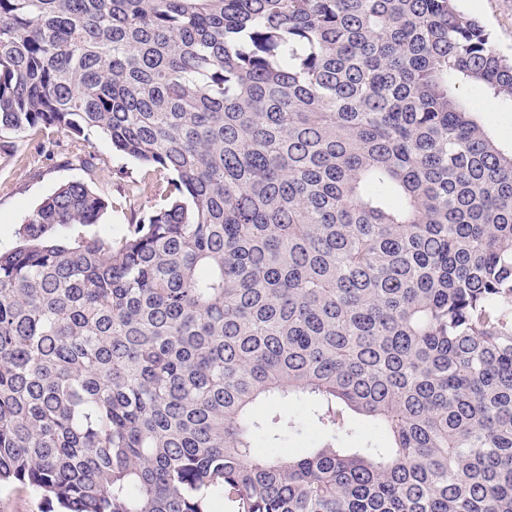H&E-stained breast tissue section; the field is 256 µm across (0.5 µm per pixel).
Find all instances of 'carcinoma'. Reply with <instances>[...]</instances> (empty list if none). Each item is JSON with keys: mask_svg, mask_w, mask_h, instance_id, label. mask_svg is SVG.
Instances as JSON below:
<instances>
[{"mask_svg": "<svg viewBox=\"0 0 512 512\" xmlns=\"http://www.w3.org/2000/svg\"><path fill=\"white\" fill-rule=\"evenodd\" d=\"M512 101L462 0H0V149L105 135L0 250V484L48 512H512ZM309 405L300 455L258 454ZM380 441L360 437L356 417ZM474 100L480 110L478 113L480 121L489 129L502 148L510 150L512 148V109L510 111V103L487 102L478 96H475Z\"/></svg>", "mask_w": 512, "mask_h": 512, "instance_id": "cac0c4a2", "label": "carcinoma"}]
</instances>
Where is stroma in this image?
Segmentation results:
<instances>
[{
    "mask_svg": "<svg viewBox=\"0 0 512 512\" xmlns=\"http://www.w3.org/2000/svg\"><path fill=\"white\" fill-rule=\"evenodd\" d=\"M463 6L492 31L498 49L512 56V0H463ZM87 154L96 158L90 173L80 163ZM149 178L144 167L113 153L111 143L96 133L82 142L54 129L32 139H17L12 155L0 154V249L11 248L24 217L71 180H88L110 202L94 232L119 234L133 217L146 216L151 210L154 197L146 185Z\"/></svg>",
    "mask_w": 512,
    "mask_h": 512,
    "instance_id": "stroma-1",
    "label": "stroma"
}]
</instances>
